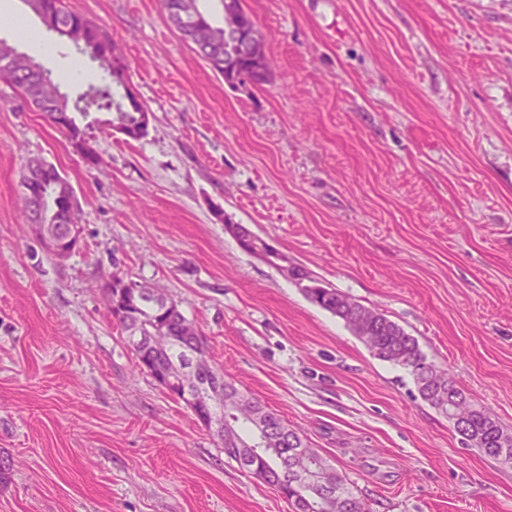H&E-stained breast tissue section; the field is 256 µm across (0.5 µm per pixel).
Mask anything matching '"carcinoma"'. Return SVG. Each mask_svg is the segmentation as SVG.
<instances>
[{"label": "carcinoma", "mask_w": 512, "mask_h": 512, "mask_svg": "<svg viewBox=\"0 0 512 512\" xmlns=\"http://www.w3.org/2000/svg\"><path fill=\"white\" fill-rule=\"evenodd\" d=\"M201 0H161V8L167 22L187 42L196 45L203 38L199 28L192 24L181 23L180 14L195 13L203 23L211 39V50L201 51L199 56L212 70L224 77V82L235 88L245 83L243 73L250 69L248 63L239 58L228 64L224 63V29L214 24L210 16L201 10ZM24 3L50 32L64 35V28L79 26L84 29L86 40L76 45L77 52L89 54L93 60L102 55L112 58L109 74L112 83L118 88L126 86L127 67L123 57L117 52L112 37L82 14L68 9L63 0H24ZM0 77L19 90L35 111L43 114L47 122L62 132L73 152L81 155L88 166H97L101 159L99 154H82L83 141L86 137L77 119H87L91 110L107 111L112 115L109 126L115 132L125 134L128 140H139L147 134V108L133 98L130 92L116 97L109 89L93 85L70 103L66 95H51L47 83L50 74L30 58L8 57L0 55ZM22 184L36 188L39 201L37 208H31V202L23 201V212L28 224H40L47 233L57 236L64 227L61 220L69 224H78L77 216L64 218L71 207L73 191L68 181L62 177L57 168L45 161H32L24 174ZM229 230L242 248L257 254L273 264L284 256L273 249L262 238L255 235L243 224H230ZM297 284L302 286L306 298L317 307L330 312L344 321L347 327L379 359L400 366L413 376L421 399L439 414L453 423L454 429L461 430L462 444L476 448L485 456L502 462H512V435L504 432L501 425L484 409L473 407L464 428H459L448 412V403L464 395L453 376L444 374L440 380L434 370V364L426 363L418 340L408 334L397 323L385 315L373 311L350 300L340 291L324 284L310 275L301 266H278ZM140 293L127 315L110 308L112 317L117 320L127 336L135 333L145 335L150 330L167 327L168 335L173 337L168 350L162 354L146 347L134 349L139 369H151L150 376L175 365H183L188 360L191 349L188 337L195 335L196 325L179 309L176 302L147 283H139ZM224 382V388L237 392L234 385L225 380L224 373L218 368L198 378V387L193 396L204 399L207 388ZM246 410L257 414L258 419L266 425V443L262 448L253 447L256 430L247 415L234 435H226L224 455L237 463L238 467L248 473H260L268 479L286 468H293L297 462V452L301 451L309 462L313 472L308 482L300 489L288 488V502L293 512H368L364 501L354 492V487L346 475L330 465L318 451L310 448L303 436L288 427L275 412L266 409L253 398H248Z\"/></svg>", "instance_id": "1"}]
</instances>
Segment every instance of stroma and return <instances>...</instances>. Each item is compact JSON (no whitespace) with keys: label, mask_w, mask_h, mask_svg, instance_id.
<instances>
[{"label":"stroma","mask_w":512,"mask_h":512,"mask_svg":"<svg viewBox=\"0 0 512 512\" xmlns=\"http://www.w3.org/2000/svg\"><path fill=\"white\" fill-rule=\"evenodd\" d=\"M8 3L0 38L69 98L109 85ZM65 3L109 33L151 121L134 141L99 112L88 166L0 78V512H291L137 367L100 291L115 275L173 297L369 512H512V463L228 230L399 324L512 432V0H243L270 81L235 89L160 0ZM33 158L79 205L64 260L25 222Z\"/></svg>","instance_id":"35a3bbf8"}]
</instances>
